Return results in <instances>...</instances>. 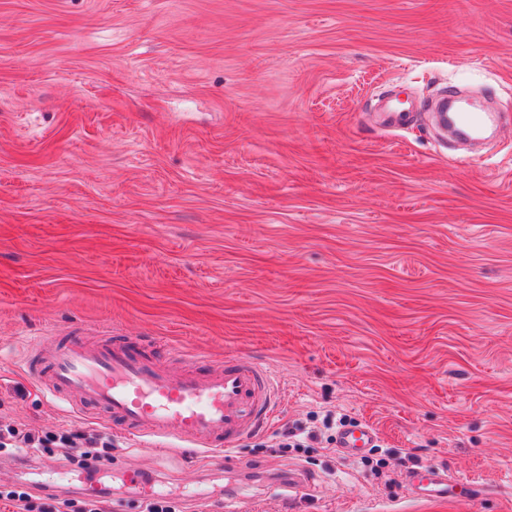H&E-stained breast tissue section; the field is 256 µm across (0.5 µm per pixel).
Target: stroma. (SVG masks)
Segmentation results:
<instances>
[{
  "label": "stroma",
  "instance_id": "35a3bbf8",
  "mask_svg": "<svg viewBox=\"0 0 512 512\" xmlns=\"http://www.w3.org/2000/svg\"><path fill=\"white\" fill-rule=\"evenodd\" d=\"M491 103L454 146L430 109ZM139 336L279 386L226 453L50 398L29 346ZM330 410L377 432L271 447ZM0 424L111 440V512H512V0H0ZM433 467L462 504L409 492ZM84 468L0 451V490ZM301 484L289 489V475ZM376 439L375 430L368 424H360L353 428L342 429L336 436V446L349 456L363 453L372 448Z\"/></svg>",
  "mask_w": 512,
  "mask_h": 512
}]
</instances>
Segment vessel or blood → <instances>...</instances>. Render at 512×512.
I'll list each match as a JSON object with an SVG mask.
<instances>
[{"label": "vessel or blood", "instance_id": "obj_1", "mask_svg": "<svg viewBox=\"0 0 512 512\" xmlns=\"http://www.w3.org/2000/svg\"><path fill=\"white\" fill-rule=\"evenodd\" d=\"M145 343L88 344L70 337L41 348L32 374L47 394L76 411L107 412L119 429L152 449L178 442L183 448L228 450L269 420L274 406L269 367L248 358H229L201 372V360L181 356L171 375L147 358ZM376 439L372 426L340 430L336 445L349 456ZM412 494L430 502L461 503L471 481L436 471L409 480Z\"/></svg>", "mask_w": 512, "mask_h": 512}]
</instances>
